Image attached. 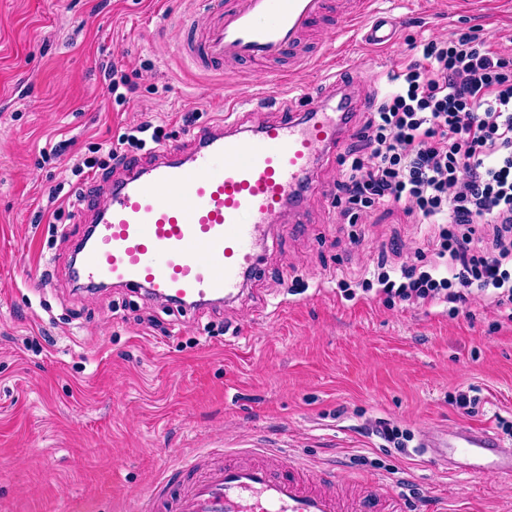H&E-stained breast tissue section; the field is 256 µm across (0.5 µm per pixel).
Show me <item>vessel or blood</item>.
I'll use <instances>...</instances> for the list:
<instances>
[{
    "mask_svg": "<svg viewBox=\"0 0 512 512\" xmlns=\"http://www.w3.org/2000/svg\"><path fill=\"white\" fill-rule=\"evenodd\" d=\"M212 20L191 34L180 54L196 69L271 63L274 80L312 66L306 50L319 21L337 31L362 32L375 48L392 45L394 21L377 16L374 0H206ZM287 69H280V62ZM354 63H340L335 80L303 108L281 104L269 117L245 125L239 100L225 101L220 120L199 126L190 145L168 144L155 157L125 159L103 194L77 198L87 222L72 275L90 289L133 288L145 299L187 310L238 300L260 265L270 224L302 222L319 174L354 133L357 88ZM438 465L460 473L479 471L491 460L512 475V449L489 431L470 426L437 432L423 442ZM214 450L181 465L185 482L159 480L141 499V512H342L336 477L309 470L287 457L257 461L241 451L235 463ZM370 497L391 512H410L390 487L370 485Z\"/></svg>",
    "mask_w": 512,
    "mask_h": 512,
    "instance_id": "1",
    "label": "vessel or blood"
}]
</instances>
